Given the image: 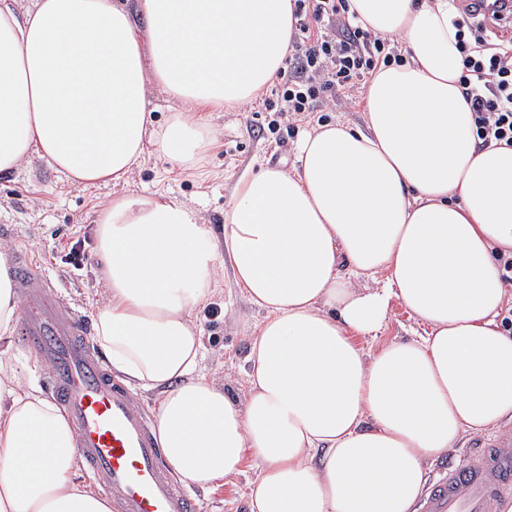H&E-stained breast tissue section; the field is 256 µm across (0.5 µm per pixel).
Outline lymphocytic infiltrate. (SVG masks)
<instances>
[{
  "instance_id": "obj_1",
  "label": "lymphocytic infiltrate",
  "mask_w": 512,
  "mask_h": 512,
  "mask_svg": "<svg viewBox=\"0 0 512 512\" xmlns=\"http://www.w3.org/2000/svg\"><path fill=\"white\" fill-rule=\"evenodd\" d=\"M296 72L284 76L264 111L310 119L318 103L353 104L361 82L379 64L400 60L406 44L354 25L348 0H293ZM454 19L464 70L462 94L472 110L476 145L512 146V47L497 32L470 21L468 6Z\"/></svg>"
}]
</instances>
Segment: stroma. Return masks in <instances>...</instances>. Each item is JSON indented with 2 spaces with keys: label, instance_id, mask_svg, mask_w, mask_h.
<instances>
[{
  "label": "stroma",
  "instance_id": "obj_1",
  "mask_svg": "<svg viewBox=\"0 0 512 512\" xmlns=\"http://www.w3.org/2000/svg\"><path fill=\"white\" fill-rule=\"evenodd\" d=\"M272 113L254 114L245 106L208 115L210 142L195 169H173L153 143L144 146L143 160L127 177L125 187L101 184L88 189L73 187L37 158L17 172L0 177V229L8 231L0 246L9 251L27 248L32 258L56 282L69 311L89 317L92 304L104 291L95 276L94 227L100 207L119 190L160 192L197 209L215 235H222L224 212L240 177L255 173L262 164L292 168L305 121H281L270 131ZM81 242L85 257L80 264L63 260L64 245ZM209 300L196 313L204 357L202 372L226 385L233 398L247 394L244 372L249 366V345L241 326L261 319L235 283L231 266L209 283ZM255 476L253 462L241 473L206 489H195L199 512H248L244 492Z\"/></svg>",
  "mask_w": 512,
  "mask_h": 512
}]
</instances>
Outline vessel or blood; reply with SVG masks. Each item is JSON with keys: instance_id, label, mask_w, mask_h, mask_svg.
Here are the masks:
<instances>
[{"instance_id": "b4317fda", "label": "vessel or blood", "mask_w": 512, "mask_h": 512, "mask_svg": "<svg viewBox=\"0 0 512 512\" xmlns=\"http://www.w3.org/2000/svg\"><path fill=\"white\" fill-rule=\"evenodd\" d=\"M14 273L25 337L43 357L89 478L111 497L115 512H199L196 498L167 470L148 416L91 350L87 322L66 310L56 285L27 252L18 253ZM511 493L512 433H501L449 464L418 512H500Z\"/></svg>"}]
</instances>
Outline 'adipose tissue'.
<instances>
[{"label": "adipose tissue", "instance_id": "obj_1", "mask_svg": "<svg viewBox=\"0 0 512 512\" xmlns=\"http://www.w3.org/2000/svg\"><path fill=\"white\" fill-rule=\"evenodd\" d=\"M291 0H0V174L37 156L70 184L123 183L146 140L171 166L207 122L272 84ZM409 58L368 81L364 128L317 125L288 170L241 177L224 248L191 207L125 192L100 209L95 341L155 391L156 438L185 483L257 472L249 512H417L431 464L512 425V147L477 149L448 0H349ZM186 110L155 127L152 88ZM230 261L262 318L246 326L248 393L199 369L193 318ZM426 327L368 351L393 304ZM20 296L0 250V512H111L76 480L73 430L12 361Z\"/></svg>", "mask_w": 512, "mask_h": 512}]
</instances>
